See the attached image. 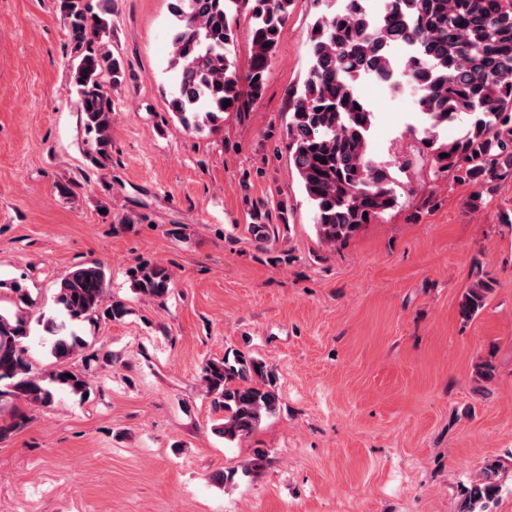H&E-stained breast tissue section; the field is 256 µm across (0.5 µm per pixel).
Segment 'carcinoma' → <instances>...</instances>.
Returning a JSON list of instances; mask_svg holds the SVG:
<instances>
[{
	"mask_svg": "<svg viewBox=\"0 0 512 512\" xmlns=\"http://www.w3.org/2000/svg\"><path fill=\"white\" fill-rule=\"evenodd\" d=\"M115 0H59L70 34L76 107L92 134L90 161L105 165L112 148V98L106 86L127 81L120 57L109 47ZM318 15L307 35L309 69L290 96L285 136L289 160L313 209V221L331 247L356 235L364 225L394 208L397 195L388 170L371 156L374 112L363 99L359 80L366 74L408 89L417 107L419 142L439 173L451 171L491 191L512 176V0H383L372 14L369 0H314ZM292 0H173L169 68L176 88L169 108L196 133L217 131L226 112H248L261 98L271 58ZM249 14L251 48L245 69L231 57L238 17ZM229 104H224V101ZM453 123L461 134L441 140ZM250 233L259 242L271 236L268 215L253 210ZM136 293L160 304L169 296L171 273L158 263L134 269ZM103 265L87 262L65 274L56 302L61 314L39 318L56 359L43 373L27 357L28 316L0 310V401L21 399L49 406L54 392L83 396L89 378L66 361L85 347L78 322L99 315L120 321L130 313L121 301L107 300ZM491 285L471 282L459 314L473 319L486 306ZM214 411L224 413L214 432L226 442L252 435L277 414L280 399L272 373L242 351L208 360L201 369ZM473 376L487 383L492 360L474 365ZM269 453L252 449L245 473L257 478ZM496 459L460 491L454 512H488L502 490Z\"/></svg>",
	"mask_w": 512,
	"mask_h": 512,
	"instance_id": "1",
	"label": "carcinoma"
}]
</instances>
